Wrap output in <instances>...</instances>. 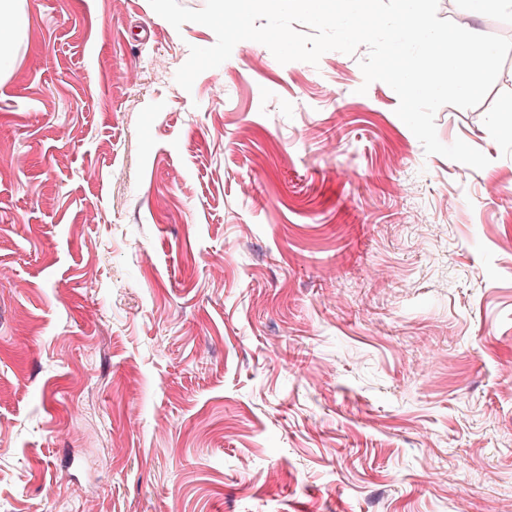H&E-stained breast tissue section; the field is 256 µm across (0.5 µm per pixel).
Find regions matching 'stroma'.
I'll list each match as a JSON object with an SVG mask.
<instances>
[{"instance_id": "35a3bbf8", "label": "stroma", "mask_w": 512, "mask_h": 512, "mask_svg": "<svg viewBox=\"0 0 512 512\" xmlns=\"http://www.w3.org/2000/svg\"><path fill=\"white\" fill-rule=\"evenodd\" d=\"M22 9L0 512H512V54L435 115L476 170L425 153L364 84L367 47L283 65L242 41L186 90L205 25L149 0ZM438 16L512 39V9Z\"/></svg>"}]
</instances>
